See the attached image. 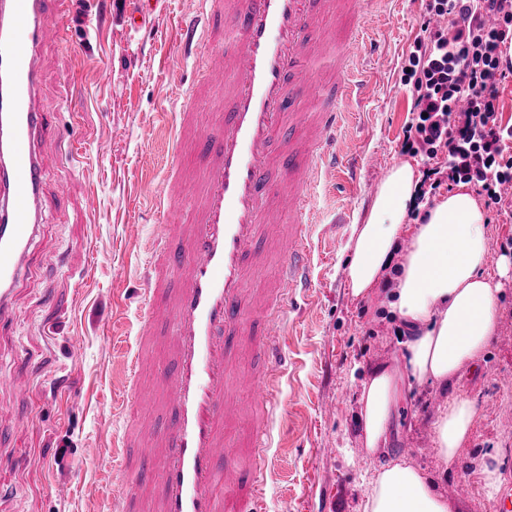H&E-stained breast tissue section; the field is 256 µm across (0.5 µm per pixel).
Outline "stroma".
I'll return each instance as SVG.
<instances>
[{"instance_id":"stroma-1","label":"stroma","mask_w":512,"mask_h":512,"mask_svg":"<svg viewBox=\"0 0 512 512\" xmlns=\"http://www.w3.org/2000/svg\"><path fill=\"white\" fill-rule=\"evenodd\" d=\"M427 0H380L365 22L376 43L362 55L370 70L365 99L353 110L346 141L361 156L359 186L350 197L318 189L313 236V286L286 312L291 364L278 394L272 446L265 459V512H358L370 491L374 459L405 457L438 488L455 484L461 512H495L479 479L483 454L497 449L499 472H512V268L495 335L444 391L411 389L392 421V443L370 451L358 421L354 379L394 360L399 321L381 297H353L343 274L355 224L361 223L388 170L407 162L424 172L432 162L402 152L415 117L402 67L428 20ZM193 0H158L140 31L125 21L128 0H111L108 14L68 0L59 42L40 55L37 104L51 135L42 144L46 208L33 248V271L19 288L8 336L0 338V372L35 377L31 397L0 394V428L12 434L0 451V483L12 494L0 512H107V450L126 427L113 408L126 377L122 349L133 343L141 313L147 245L163 225L153 198L169 176L171 99L187 97L198 58L184 54L168 32L191 12ZM167 71H160L162 62ZM77 154L68 163L61 147ZM72 182L63 201L56 186ZM493 261L512 264V214L484 208ZM82 349L71 352L70 339ZM460 394L476 407L494 403V417L477 415L454 467L434 450L433 423L446 399ZM90 448L104 457L86 458ZM67 486L58 495L55 485Z\"/></svg>"}]
</instances>
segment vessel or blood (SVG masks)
Wrapping results in <instances>:
<instances>
[{
  "label": "vessel or blood",
  "instance_id": "vessel-or-blood-1",
  "mask_svg": "<svg viewBox=\"0 0 512 512\" xmlns=\"http://www.w3.org/2000/svg\"><path fill=\"white\" fill-rule=\"evenodd\" d=\"M62 0H0V329L40 233L47 135L35 105L38 54L58 42ZM176 44L197 42L204 73L172 127V176L155 197L175 233L150 244L151 264L121 407L146 372L165 381V425L126 429L113 478L156 463L159 490L114 496V512H262L284 349L285 310L311 286L314 188L340 165L336 133L356 89L370 0H199ZM280 228L271 287L252 288L268 232ZM165 327L164 353L154 348ZM249 392L243 408L238 392Z\"/></svg>",
  "mask_w": 512,
  "mask_h": 512
}]
</instances>
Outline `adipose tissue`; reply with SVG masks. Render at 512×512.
<instances>
[{"label":"adipose tissue","instance_id":"adipose-tissue-1","mask_svg":"<svg viewBox=\"0 0 512 512\" xmlns=\"http://www.w3.org/2000/svg\"><path fill=\"white\" fill-rule=\"evenodd\" d=\"M420 177L409 163L391 167L362 224L356 225L344 272L354 297L382 295L407 336L396 364L361 383L359 412L369 449L387 447L395 411L408 386L440 390L473 362L494 336L502 284L490 275L485 217L466 189L408 217ZM406 250H399L401 241ZM477 415L455 396L434 424L439 458L452 464ZM358 512H456L430 475L406 460L376 468Z\"/></svg>","mask_w":512,"mask_h":512}]
</instances>
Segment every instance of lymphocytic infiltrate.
<instances>
[{"mask_svg": "<svg viewBox=\"0 0 512 512\" xmlns=\"http://www.w3.org/2000/svg\"><path fill=\"white\" fill-rule=\"evenodd\" d=\"M428 10L447 16L448 26L415 39L404 62L418 117L402 145L431 159L445 150L449 182L474 184L487 204L503 205L502 186L512 182V157L504 155L512 125L494 114L512 74V57L504 54L512 40V0H429ZM463 99L469 107L461 113Z\"/></svg>", "mask_w": 512, "mask_h": 512, "instance_id": "lymphocytic-infiltrate-1", "label": "lymphocytic infiltrate"}]
</instances>
